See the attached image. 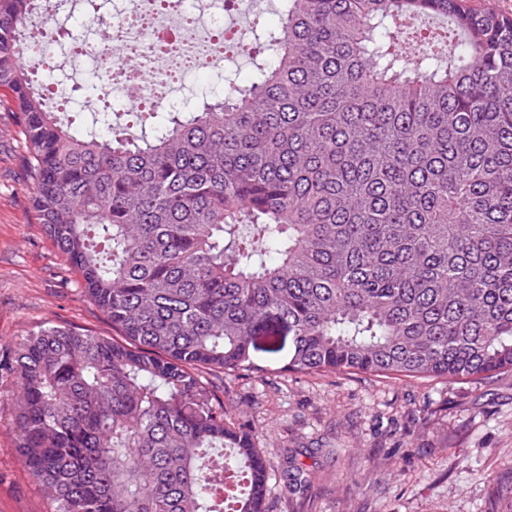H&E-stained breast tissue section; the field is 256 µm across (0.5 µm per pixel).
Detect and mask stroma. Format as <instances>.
Returning <instances> with one entry per match:
<instances>
[{
	"mask_svg": "<svg viewBox=\"0 0 512 512\" xmlns=\"http://www.w3.org/2000/svg\"><path fill=\"white\" fill-rule=\"evenodd\" d=\"M24 143L0 110V354L41 326H112L38 224ZM262 372L216 378L271 458L270 512H512V371L479 382ZM0 380V512H53L15 448ZM300 481L285 475L290 464Z\"/></svg>",
	"mask_w": 512,
	"mask_h": 512,
	"instance_id": "obj_1",
	"label": "stroma"
}]
</instances>
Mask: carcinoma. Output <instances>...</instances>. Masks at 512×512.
<instances>
[{"label":"carcinoma","mask_w":512,"mask_h":512,"mask_svg":"<svg viewBox=\"0 0 512 512\" xmlns=\"http://www.w3.org/2000/svg\"><path fill=\"white\" fill-rule=\"evenodd\" d=\"M267 63L191 110L62 124L0 0V107L31 206L122 337L46 326L0 359L55 512H268L270 458L211 378L512 369V16L467 0H281ZM443 19L448 36L415 35ZM112 66L90 89L109 96Z\"/></svg>","instance_id":"cac0c4a2"}]
</instances>
